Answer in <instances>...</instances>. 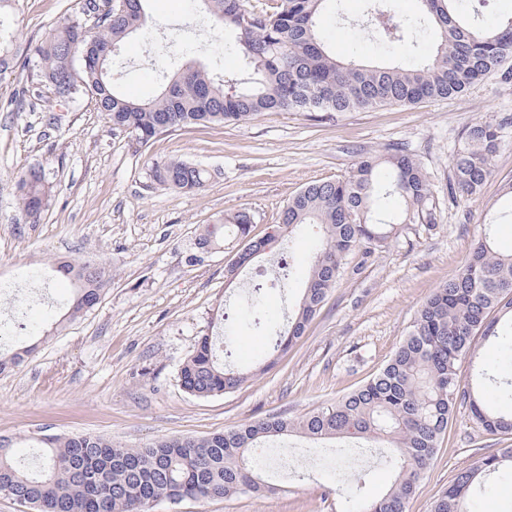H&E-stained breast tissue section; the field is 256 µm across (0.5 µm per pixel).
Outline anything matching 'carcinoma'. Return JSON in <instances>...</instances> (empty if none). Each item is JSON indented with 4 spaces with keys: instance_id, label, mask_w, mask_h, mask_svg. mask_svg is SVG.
<instances>
[{
    "instance_id": "cac0c4a2",
    "label": "carcinoma",
    "mask_w": 512,
    "mask_h": 512,
    "mask_svg": "<svg viewBox=\"0 0 512 512\" xmlns=\"http://www.w3.org/2000/svg\"><path fill=\"white\" fill-rule=\"evenodd\" d=\"M84 0L82 12L45 37L15 44L0 35V74L22 60L38 84L57 98H91L97 111L137 146L157 135L191 125L246 120L261 112H352L386 105H415L457 97L486 77L512 84V16L493 26L479 23L484 0H419L421 14L436 37L434 53L420 61L367 66L340 60L327 49L318 27L332 0H276L271 11L248 0H200L212 24L235 33L249 60L248 86L224 90V78L191 65L164 83L149 100H135L115 86L117 47L148 23L145 0ZM367 26L385 51L402 49L413 38L411 26L393 0H370ZM512 121H482L468 127L452 159L454 182L448 194L472 196L493 176L494 159ZM149 177L159 186L184 192L200 188L206 170L183 160L152 164ZM21 203L39 213L52 186L39 166L18 182ZM506 205L489 218L465 265L420 306L411 330L387 363L356 390L298 421L272 416L207 437L169 438L141 448H122L95 436H44L36 439L39 464L17 463L14 444L0 439V495L30 512H149L153 502L185 498L231 499L264 496L270 488L251 465L257 444L274 437L303 434L313 439L353 437L389 449L395 478L388 490L364 502L362 512H406L424 473L460 408L473 425L492 436L512 435V388L487 396L479 379L460 377L463 359L475 357V338L495 337L512 351V251L495 246L492 226L512 221V185ZM431 183L420 161L399 146L384 155L364 154L348 175L313 181L283 207L268 235L252 236L254 215L239 210L220 217L196 237V253L224 246V237L244 242L241 265L228 264L234 281L275 241L319 229L310 275L291 325L276 334L272 353H284L300 338L339 277L346 256L373 254L384 244L435 225ZM57 272L74 280L69 318L75 320L98 302L103 274L89 263L63 264ZM246 376L220 363L213 337H201L180 369V386L197 397L231 392ZM512 466V448H499L456 474L433 502L431 512H470L469 495L484 472Z\"/></svg>"
}]
</instances>
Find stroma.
I'll return each mask as SVG.
<instances>
[{"mask_svg": "<svg viewBox=\"0 0 512 512\" xmlns=\"http://www.w3.org/2000/svg\"><path fill=\"white\" fill-rule=\"evenodd\" d=\"M82 0H12L8 19L16 42L40 38L81 9ZM367 0H341L320 31L340 59L393 64L366 30ZM150 25L121 44L117 86L130 97L155 96L165 78L187 65L223 66L247 75L233 34L213 25L196 0H148ZM512 117V84L485 79L465 95L369 112H264L251 119L167 132L135 149L113 131L88 99L53 97L29 69L0 77V353L33 347L20 367L0 374V436L12 439L17 460L33 467L32 435H93L137 448L173 437H203L269 416L296 421L334 403L377 373L411 329L432 292L466 262L480 228L512 184V143L475 197L449 198L451 160L464 130ZM404 145L430 179L437 221L390 242L371 256L350 254L344 271L304 335L269 363L272 331L282 329L309 276L317 245L307 232L275 243L234 283L224 268L239 248L224 247L189 262L200 229L241 209L264 236L303 185L348 173L364 153ZM160 158L206 169L195 192L151 186ZM42 166L54 192L31 216L17 191L20 176ZM89 261L104 273L99 304L66 318L71 281L55 273L63 261ZM224 337L238 389L208 398L182 390L179 372L203 336ZM476 360L460 372L470 381L479 364L495 381H512V355L477 338ZM479 431L460 410L409 503L431 504L460 470L506 446ZM287 451V471L268 467V452ZM254 464L273 494L229 500H162L150 512H360L353 491L365 476V497L394 480L381 449L355 438L313 440L300 435L261 443ZM472 512H512V470L482 477Z\"/></svg>", "mask_w": 512, "mask_h": 512, "instance_id": "stroma-1", "label": "stroma"}]
</instances>
